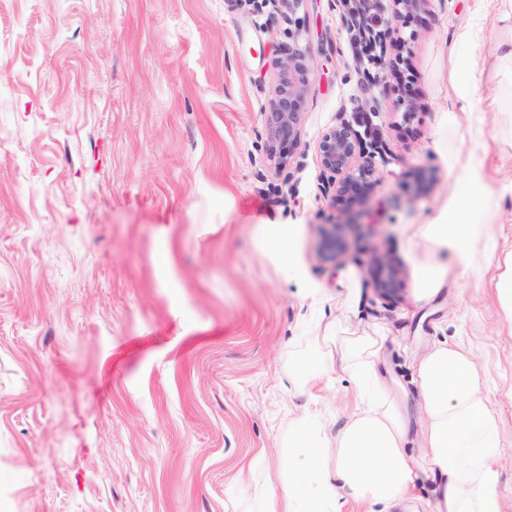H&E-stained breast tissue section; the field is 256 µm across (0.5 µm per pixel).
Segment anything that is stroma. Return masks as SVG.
<instances>
[{
  "mask_svg": "<svg viewBox=\"0 0 512 512\" xmlns=\"http://www.w3.org/2000/svg\"><path fill=\"white\" fill-rule=\"evenodd\" d=\"M500 0H426L386 47L383 84L354 55L340 0H0V512H262L289 419L335 441L360 399L316 355L320 322L381 337L378 369L420 450L419 360L469 347L501 417L512 512V322L493 269L451 267L415 297L416 236L451 194L452 154L481 160L512 246V39ZM311 82L285 165L267 155L276 63L295 39ZM467 44H459L462 33ZM479 81L458 99L456 63ZM388 147L347 212L317 145L356 100ZM480 126L472 142L460 132ZM433 181L416 195L413 173ZM294 231L287 278L260 236ZM344 241L322 261L323 229ZM382 257L406 287L379 297Z\"/></svg>",
  "mask_w": 512,
  "mask_h": 512,
  "instance_id": "1",
  "label": "stroma"
}]
</instances>
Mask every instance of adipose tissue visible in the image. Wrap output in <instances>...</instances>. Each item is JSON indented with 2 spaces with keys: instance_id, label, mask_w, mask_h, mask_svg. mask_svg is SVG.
Returning a JSON list of instances; mask_svg holds the SVG:
<instances>
[{
  "instance_id": "adipose-tissue-1",
  "label": "adipose tissue",
  "mask_w": 512,
  "mask_h": 512,
  "mask_svg": "<svg viewBox=\"0 0 512 512\" xmlns=\"http://www.w3.org/2000/svg\"><path fill=\"white\" fill-rule=\"evenodd\" d=\"M469 188L466 202L449 199V219L422 225L419 233L434 251L451 255L463 270L481 269L495 260L492 285L512 320V249L491 257L496 248L493 225L473 215L493 203L482 171L473 157L449 160ZM320 358L335 360L366 402L351 416L334 444H327L307 422L287 425L288 463L279 467V492L267 497L265 512H329L338 488L377 505L379 512H402L420 472L436 485L429 512H503L499 493V418L492 408L472 352L459 343L429 351L417 367L425 415L421 454L406 448L409 422L384 385L377 369L379 339L357 336L333 343Z\"/></svg>"
}]
</instances>
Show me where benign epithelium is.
Here are the masks:
<instances>
[{
  "mask_svg": "<svg viewBox=\"0 0 512 512\" xmlns=\"http://www.w3.org/2000/svg\"><path fill=\"white\" fill-rule=\"evenodd\" d=\"M425 0H393L394 9L382 30L371 28L364 32V38L374 46L400 32L405 19L418 11ZM309 53L305 47H290L288 55L277 63L273 97L268 116L269 155L284 164L285 149L297 141L299 120L302 112L311 71ZM384 147L375 140H367L348 123H342L325 131L318 142L320 164L326 174L323 184L325 193L332 194L335 201L348 209L363 203L378 182V174L372 157L381 153ZM341 242L336 232H325L319 244L320 256L325 261L335 258ZM379 295L389 301L400 300L404 278L394 264L379 260L374 271Z\"/></svg>",
  "mask_w": 512,
  "mask_h": 512,
  "instance_id": "7a95c632",
  "label": "benign epithelium"
}]
</instances>
